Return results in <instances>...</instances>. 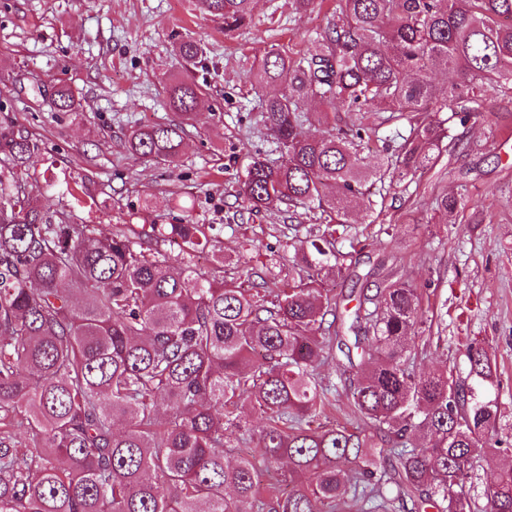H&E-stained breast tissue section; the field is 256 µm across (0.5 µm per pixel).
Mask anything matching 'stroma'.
<instances>
[{"mask_svg":"<svg viewBox=\"0 0 512 512\" xmlns=\"http://www.w3.org/2000/svg\"><path fill=\"white\" fill-rule=\"evenodd\" d=\"M336 0H315L295 11L293 0H257L252 25L225 33L202 0H0V128L39 143L24 183L43 207L69 224L105 232L143 224H212L225 254L255 239L260 255L240 275L261 270L270 254L285 253V206L239 220L238 180L251 155L270 151L261 119V90L249 74L265 50L296 52L332 17ZM205 46L192 77L201 86L185 127L178 165L142 163L126 150L135 126L176 120L168 88L184 71L174 52L183 38ZM74 91L75 112H53L56 86ZM486 112L461 115L454 139L435 166L414 183L392 184L383 202L353 200L350 233L359 248L338 243L357 274L403 276L422 295L425 322L418 340V374L445 369L474 385L467 348L492 354L487 395L498 406L504 450L476 457L470 496L484 491L500 465L512 462V94H493ZM440 192L473 200L456 217L430 208Z\"/></svg>","mask_w":512,"mask_h":512,"instance_id":"35a3bbf8","label":"stroma"}]
</instances>
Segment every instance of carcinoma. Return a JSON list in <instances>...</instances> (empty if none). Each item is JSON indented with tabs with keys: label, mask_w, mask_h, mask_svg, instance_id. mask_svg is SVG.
Wrapping results in <instances>:
<instances>
[{
	"label": "carcinoma",
	"mask_w": 512,
	"mask_h": 512,
	"mask_svg": "<svg viewBox=\"0 0 512 512\" xmlns=\"http://www.w3.org/2000/svg\"><path fill=\"white\" fill-rule=\"evenodd\" d=\"M204 2L226 33L252 21L254 0ZM335 14L299 57L273 48L250 73L274 88L262 114L279 157L252 158L246 209L314 203L324 215L319 235L288 225L298 278L286 288L226 275L204 224L103 235L63 223L21 190L38 144L0 132V512H390L396 500L405 512H471L473 459L502 444L497 405L446 371L416 374L418 289L388 278L341 316L321 272L343 274L336 243L353 223L350 197L432 168L448 139L444 113L479 112L486 93L512 91V0H336ZM177 51L202 62L193 39ZM438 71L458 80L443 89ZM199 94L194 82L171 84L183 122L132 129L129 153L177 165ZM309 98L389 112L409 134L372 163L362 147L371 127L338 128L302 109ZM50 107L79 103L62 86ZM461 207L446 193L432 203L444 215ZM202 253L207 271L195 263ZM335 346L366 367L349 395L372 436L316 424L332 388L314 367ZM468 360L493 381L484 349ZM246 409L264 419L263 462L288 459V490L262 487L247 458L226 463V449L253 439ZM386 448L389 469L378 463ZM485 512H512L511 464Z\"/></svg>",
	"instance_id": "cac0c4a2"
}]
</instances>
